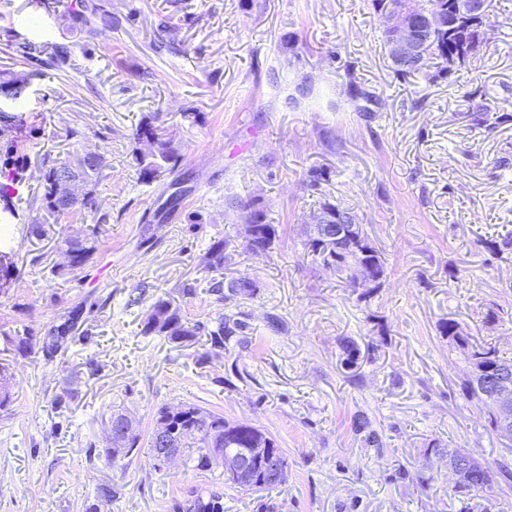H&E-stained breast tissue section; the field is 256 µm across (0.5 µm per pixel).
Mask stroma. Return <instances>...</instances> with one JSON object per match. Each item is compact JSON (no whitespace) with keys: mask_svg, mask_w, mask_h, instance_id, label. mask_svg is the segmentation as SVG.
Segmentation results:
<instances>
[{"mask_svg":"<svg viewBox=\"0 0 512 512\" xmlns=\"http://www.w3.org/2000/svg\"><path fill=\"white\" fill-rule=\"evenodd\" d=\"M69 2L0 0V84L21 88L0 92L17 118L0 162L18 188L11 211L0 208V250L15 266L0 292V364L13 377L0 512H85L102 484L112 501L100 512H177L209 493L224 512H460L443 449L512 470V441L464 396L466 365L439 332L453 319L512 353V254L481 244L512 231V0H488L494 27L478 58L433 81L395 77L371 0H103L116 24L92 32L67 29ZM26 41L74 48L66 66L38 74L17 51ZM352 79L373 95L370 114L350 100ZM472 100L493 107L492 127L469 125ZM150 113L183 162L148 185L133 132ZM86 154L104 163L75 188L94 191L107 220L76 208L31 235L45 163ZM313 169L326 173L319 194ZM324 193L353 208L383 252L379 287H345L308 254L306 222ZM250 203L279 230L261 255L243 245ZM93 226L86 264L52 275L63 240ZM224 238L236 249L223 279L255 284L240 303L248 346L142 335L161 296L192 322L225 312L200 266ZM137 288L146 294L129 305ZM78 305L88 344L51 364L9 345ZM166 404L263 429L288 456L286 482L245 491L220 467H156L145 445L106 459L113 413L145 442Z\"/></svg>","mask_w":512,"mask_h":512,"instance_id":"35a3bbf8","label":"stroma"}]
</instances>
